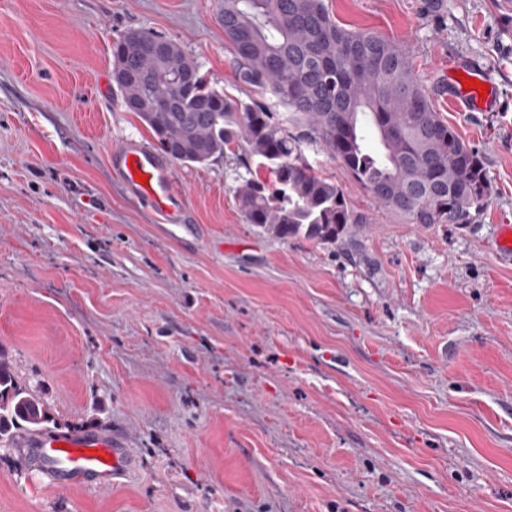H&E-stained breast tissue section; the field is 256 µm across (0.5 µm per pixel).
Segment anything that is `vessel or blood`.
I'll use <instances>...</instances> for the list:
<instances>
[{"label":"vessel or blood","mask_w":512,"mask_h":512,"mask_svg":"<svg viewBox=\"0 0 512 512\" xmlns=\"http://www.w3.org/2000/svg\"><path fill=\"white\" fill-rule=\"evenodd\" d=\"M483 80L480 68L461 67L459 75L449 76L452 102L476 111L495 112L499 100L495 92L480 96L478 90L464 88L463 79ZM115 172L134 200L151 203L164 219H173L184 207L185 197L172 184L168 161L155 150L125 143L111 153ZM19 446L32 449L59 485L71 480L104 481L121 471L129 456L112 436L101 433L42 432L19 439Z\"/></svg>","instance_id":"b4317fda"}]
</instances>
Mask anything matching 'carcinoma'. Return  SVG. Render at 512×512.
Segmentation results:
<instances>
[{
    "label": "carcinoma",
    "instance_id": "obj_1",
    "mask_svg": "<svg viewBox=\"0 0 512 512\" xmlns=\"http://www.w3.org/2000/svg\"><path fill=\"white\" fill-rule=\"evenodd\" d=\"M219 11L237 82L271 94L287 122L264 101L226 94L178 44L150 31H129L113 46L112 82L171 160L205 164L237 148L272 174L236 187L247 223L322 244L370 223L312 170L305 144L341 160L375 200L413 224L463 226L489 205L480 154L434 112L406 47L342 27L324 0H219ZM288 123L308 137L291 134ZM50 422L0 353V443Z\"/></svg>",
    "mask_w": 512,
    "mask_h": 512
}]
</instances>
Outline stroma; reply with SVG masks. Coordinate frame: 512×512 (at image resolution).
Here are the masks:
<instances>
[{"label":"stroma","instance_id":"stroma-1","mask_svg":"<svg viewBox=\"0 0 512 512\" xmlns=\"http://www.w3.org/2000/svg\"><path fill=\"white\" fill-rule=\"evenodd\" d=\"M407 46L433 108L493 187L472 224L379 205L339 159L305 155L369 216L340 241L275 238L234 194L246 159L172 163L166 222L110 154L154 144L112 82L133 29L177 43L225 92L218 0H0V350L59 432L129 448L110 485L56 486L0 448V512H512V0H325ZM483 66L501 107L438 86Z\"/></svg>","mask_w":512,"mask_h":512}]
</instances>
